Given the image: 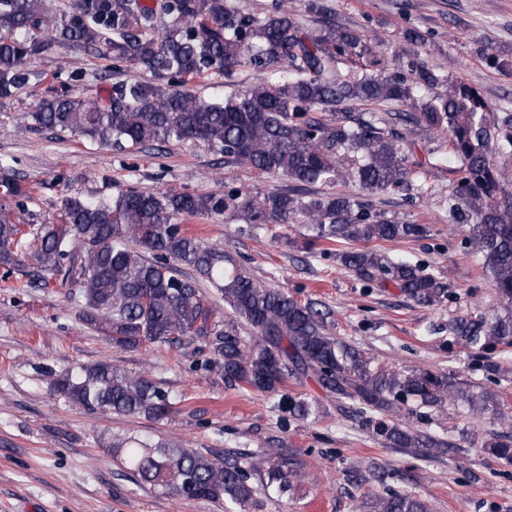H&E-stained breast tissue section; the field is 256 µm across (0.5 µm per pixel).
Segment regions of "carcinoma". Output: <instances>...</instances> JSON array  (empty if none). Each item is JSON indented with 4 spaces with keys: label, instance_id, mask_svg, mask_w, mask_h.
<instances>
[{
    "label": "carcinoma",
    "instance_id": "obj_1",
    "mask_svg": "<svg viewBox=\"0 0 512 512\" xmlns=\"http://www.w3.org/2000/svg\"><path fill=\"white\" fill-rule=\"evenodd\" d=\"M132 63L151 78L112 85L106 102L78 97L52 78L47 96L32 113L34 126L71 133L118 151L166 143H195L293 183L288 192L252 195L238 188L218 192L146 193L121 189L109 200L62 197L54 222L25 229L29 190L14 170L0 163V270L8 278L23 266L34 283L64 292L81 323L119 346L167 343L207 345L206 370L224 373L232 386L278 393L288 382L314 378L338 402L350 401L373 414V432L392 448L425 454H457L455 444L387 421L408 403L441 407L459 401L482 417L489 412L482 392L429 369L405 373L377 368L358 349L326 333L325 317L240 269L232 258L185 228L196 218L233 215L242 231L256 234L268 224H299L304 245L346 244L337 253L362 280L393 284L422 305L443 293L421 265L393 261L370 242L423 238L429 227L399 221L374 208L371 197L399 190L411 172L393 132L397 120L447 137L448 156L459 178L448 193V215L469 227L498 301L507 314L488 320L459 319L452 327L468 347L512 344V193L509 174L492 155L512 153V113H494L474 88L440 78L434 70L401 56L352 76L342 60L374 54L363 34L325 22L304 30L284 0H273L262 18L239 12L232 0H71L55 12L47 0H0V100L46 81L34 62L60 51ZM489 67L512 69V60L483 47ZM267 74L265 81L205 97L186 88L194 79H225L242 66ZM356 103H389L396 113L356 120ZM351 182L356 194L307 196L315 184ZM32 236L26 261L19 246ZM206 282L228 312L216 320ZM248 326L252 336L240 335ZM55 392L93 413L145 415L173 412L169 394L152 379L119 365L79 366L53 380ZM483 447L512 464V431L491 432ZM112 461L138 483L188 500L217 504L230 512L256 494L250 482L263 461L224 462L190 448L127 437L110 445ZM265 488H288V473L271 467ZM374 512H428L410 494L377 497Z\"/></svg>",
    "mask_w": 512,
    "mask_h": 512
}]
</instances>
